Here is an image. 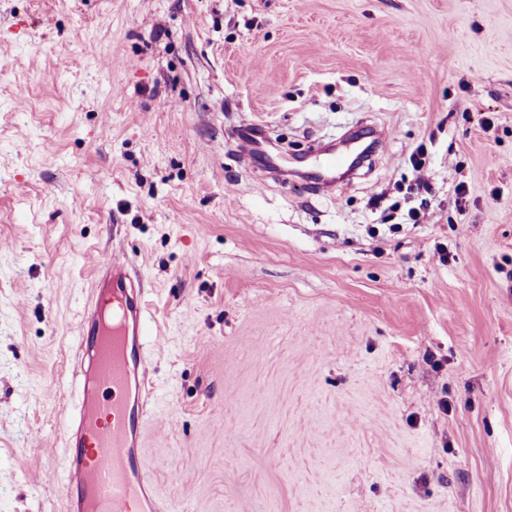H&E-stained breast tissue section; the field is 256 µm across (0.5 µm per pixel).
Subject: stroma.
Returning <instances> with one entry per match:
<instances>
[{
    "label": "stroma",
    "mask_w": 512,
    "mask_h": 512,
    "mask_svg": "<svg viewBox=\"0 0 512 512\" xmlns=\"http://www.w3.org/2000/svg\"><path fill=\"white\" fill-rule=\"evenodd\" d=\"M251 123L385 141L316 195L244 163ZM419 147L435 197L404 224ZM509 157L512 0H0V512H65L116 244L172 512H512Z\"/></svg>",
    "instance_id": "35a3bbf8"
}]
</instances>
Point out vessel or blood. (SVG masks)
Here are the masks:
<instances>
[{
    "label": "vessel or blood",
    "instance_id": "b4317fda",
    "mask_svg": "<svg viewBox=\"0 0 512 512\" xmlns=\"http://www.w3.org/2000/svg\"><path fill=\"white\" fill-rule=\"evenodd\" d=\"M343 155H323L322 186L335 183ZM94 309L77 325L82 383L66 414L67 512H161L142 453L150 398V318L133 261L120 250L97 264Z\"/></svg>",
    "mask_w": 512,
    "mask_h": 512
}]
</instances>
